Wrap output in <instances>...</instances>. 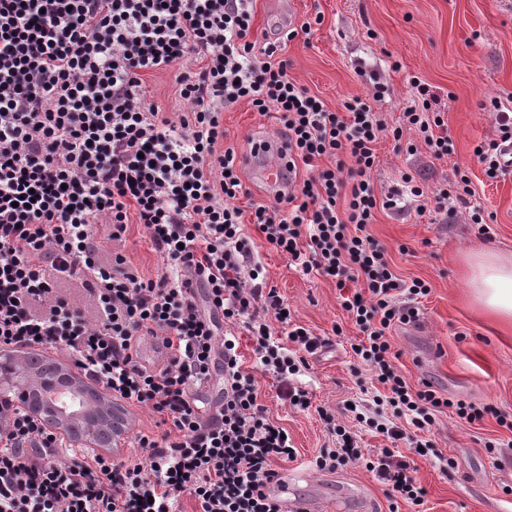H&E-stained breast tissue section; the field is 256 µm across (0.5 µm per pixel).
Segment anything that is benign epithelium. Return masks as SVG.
<instances>
[{"label": "benign epithelium", "mask_w": 512, "mask_h": 512, "mask_svg": "<svg viewBox=\"0 0 512 512\" xmlns=\"http://www.w3.org/2000/svg\"><path fill=\"white\" fill-rule=\"evenodd\" d=\"M89 385L81 378L71 376L61 366L46 376L30 368L25 358L9 353L0 354V389H9L17 393L23 401V407L37 418L47 429L64 435L75 448L112 447V405L105 399L99 400L97 411L86 417L84 412L75 415L80 425L73 427V414L65 405L45 401L48 393L61 394L83 392Z\"/></svg>", "instance_id": "7a95c632"}]
</instances>
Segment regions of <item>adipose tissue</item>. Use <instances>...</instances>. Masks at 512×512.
<instances>
[{"instance_id":"1","label":"adipose tissue","mask_w":512,"mask_h":512,"mask_svg":"<svg viewBox=\"0 0 512 512\" xmlns=\"http://www.w3.org/2000/svg\"><path fill=\"white\" fill-rule=\"evenodd\" d=\"M468 266L476 302L489 314L512 321V257L479 252L469 256Z\"/></svg>"}]
</instances>
